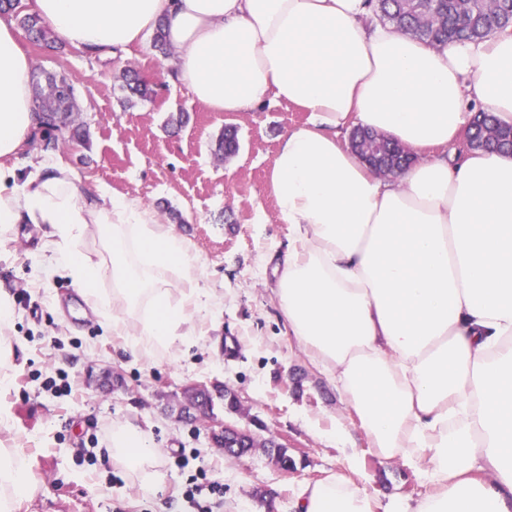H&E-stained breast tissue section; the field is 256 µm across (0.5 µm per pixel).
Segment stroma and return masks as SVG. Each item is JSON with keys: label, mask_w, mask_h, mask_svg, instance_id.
<instances>
[{"label": "stroma", "mask_w": 512, "mask_h": 512, "mask_svg": "<svg viewBox=\"0 0 512 512\" xmlns=\"http://www.w3.org/2000/svg\"><path fill=\"white\" fill-rule=\"evenodd\" d=\"M22 47L34 71L64 73L75 84L89 144H63L56 158L83 183L105 184L156 210L194 253L199 286L224 301L196 317L194 346L135 357L125 337L106 332L90 311L69 310L72 278L42 265L46 225H17L0 242V289L15 298L4 333L18 343L6 370L9 388L0 394L11 407L0 445L19 449L38 482L17 512H185L184 493L200 466L221 486L202 494L208 512H293L306 485L336 473L384 501L419 499L425 486L401 459L378 454L335 384L289 335L274 292L272 259L286 250L288 227L278 220L268 181L281 137L306 113L284 104L208 111L148 41L109 62L72 47L55 52L27 40ZM128 66L157 84L153 100L126 103L120 73ZM179 110L188 123L167 127ZM228 125L237 127L240 147L224 158L215 149ZM50 377L60 392L46 389ZM215 383L237 391L241 410L219 400L214 417L261 424L296 459L294 473L260 451L227 457L209 439L206 421L177 419L187 388ZM116 423L136 426L160 448L167 481L157 498H143L112 463Z\"/></svg>", "instance_id": "1"}]
</instances>
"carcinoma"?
Returning a JSON list of instances; mask_svg holds the SVG:
<instances>
[{
  "mask_svg": "<svg viewBox=\"0 0 512 512\" xmlns=\"http://www.w3.org/2000/svg\"><path fill=\"white\" fill-rule=\"evenodd\" d=\"M370 6L383 21L428 44L445 46L451 42L477 41L512 26V0H370ZM14 14L32 42L47 47L56 43L50 28L35 13H26L21 0H0V13ZM128 100L147 101L155 90L134 69L121 76ZM34 103L39 114L38 139L45 152L59 148L65 134L87 144L85 134L74 124V88L64 74H48L45 83L34 82ZM469 147L497 149L512 145V128H499L484 112L473 118ZM351 142L365 159H375L392 172L401 169L409 155L397 143L377 134L356 130Z\"/></svg>",
  "mask_w": 512,
  "mask_h": 512,
  "instance_id": "carcinoma-1",
  "label": "carcinoma"
}]
</instances>
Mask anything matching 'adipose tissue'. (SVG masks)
<instances>
[{
    "label": "adipose tissue",
    "instance_id": "adipose-tissue-1",
    "mask_svg": "<svg viewBox=\"0 0 512 512\" xmlns=\"http://www.w3.org/2000/svg\"><path fill=\"white\" fill-rule=\"evenodd\" d=\"M32 6L59 42L106 56L164 26L167 67L210 111L274 101L307 112L270 174L291 232L277 268L281 309L374 447L429 490L384 502L334 475L307 486L294 512H512V151L455 148L470 106L512 126V31L433 47L371 21L366 0ZM31 74L14 20L0 14V237L48 225L50 262H63L132 354L188 344L194 316L216 298L153 210L56 161L18 183L13 160L39 119ZM354 127L390 137L416 162L394 176L372 171L340 139ZM90 235L92 254L80 248ZM176 282L188 289L175 303ZM109 454L143 497L163 490L146 433L114 425ZM37 488L23 456L0 448V512H17Z\"/></svg>",
    "mask_w": 512,
    "mask_h": 512
}]
</instances>
